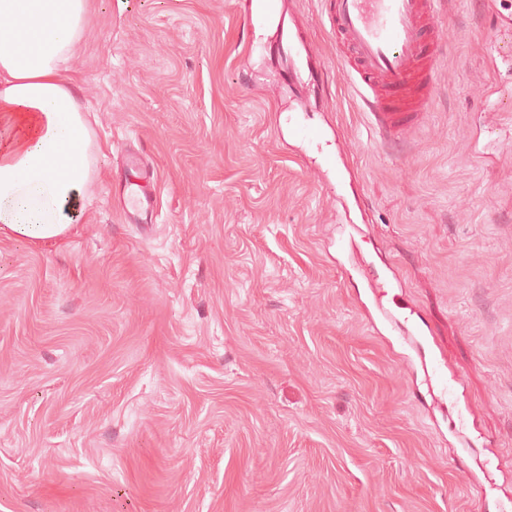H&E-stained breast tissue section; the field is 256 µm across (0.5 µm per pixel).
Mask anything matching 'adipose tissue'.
Here are the masks:
<instances>
[{"label": "adipose tissue", "mask_w": 512, "mask_h": 512, "mask_svg": "<svg viewBox=\"0 0 512 512\" xmlns=\"http://www.w3.org/2000/svg\"><path fill=\"white\" fill-rule=\"evenodd\" d=\"M90 0H0V237L61 244L84 217L93 134L63 63Z\"/></svg>", "instance_id": "ef3b65f1"}]
</instances>
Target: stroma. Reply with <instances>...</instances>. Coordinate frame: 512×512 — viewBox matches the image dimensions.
Listing matches in <instances>:
<instances>
[{"label": "stroma", "mask_w": 512, "mask_h": 512, "mask_svg": "<svg viewBox=\"0 0 512 512\" xmlns=\"http://www.w3.org/2000/svg\"><path fill=\"white\" fill-rule=\"evenodd\" d=\"M235 2H91L85 218L0 237V512H512V0L440 9L437 95L386 142L324 0H278L324 74L298 130L302 88ZM131 155L152 213L119 197ZM363 262L460 379L470 453L371 327Z\"/></svg>", "instance_id": "35a3bbf8"}]
</instances>
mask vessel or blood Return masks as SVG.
Returning a JSON list of instances; mask_svg holds the SVG:
<instances>
[{"label": "vessel or blood", "mask_w": 512, "mask_h": 512, "mask_svg": "<svg viewBox=\"0 0 512 512\" xmlns=\"http://www.w3.org/2000/svg\"><path fill=\"white\" fill-rule=\"evenodd\" d=\"M440 6L441 0H327L329 28L347 50L342 69L381 138L417 127L433 101L443 39L431 17ZM276 48L291 62L290 79L320 83L309 43L296 42L293 31L284 30ZM129 169L136 177L125 181L124 200L134 208L151 207L147 186L153 170L135 162Z\"/></svg>", "instance_id": "1"}]
</instances>
